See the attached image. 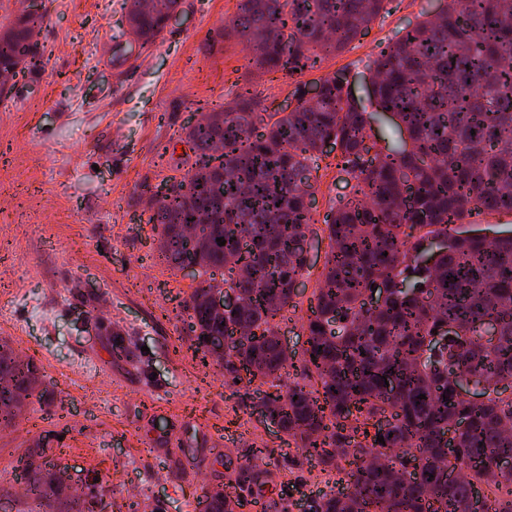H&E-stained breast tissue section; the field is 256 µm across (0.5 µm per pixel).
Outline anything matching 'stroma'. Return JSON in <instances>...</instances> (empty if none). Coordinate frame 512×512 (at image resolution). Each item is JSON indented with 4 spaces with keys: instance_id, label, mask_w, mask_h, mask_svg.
<instances>
[{
    "instance_id": "35a3bbf8",
    "label": "stroma",
    "mask_w": 512,
    "mask_h": 512,
    "mask_svg": "<svg viewBox=\"0 0 512 512\" xmlns=\"http://www.w3.org/2000/svg\"><path fill=\"white\" fill-rule=\"evenodd\" d=\"M43 4L42 64L0 99V340L42 379L16 427L0 428V512H42L19 476L38 442L45 462L65 467L72 493L101 499L107 512H196L231 474L242 512L257 500L265 512H298L339 490V470L305 459L261 416L258 384L200 362L186 307L197 282L160 260L150 191L187 172L183 127L241 87L268 111H288L297 84L341 73L358 105L375 111L369 64L380 44L440 0H388L365 35L295 79L258 71L226 35L239 0H181L143 48L119 25L123 0ZM318 164L311 262L279 319L296 354L331 249L324 216L354 193L335 153ZM33 300L47 318L31 315ZM188 408L200 426L180 425ZM201 459L184 480L183 466Z\"/></svg>"
}]
</instances>
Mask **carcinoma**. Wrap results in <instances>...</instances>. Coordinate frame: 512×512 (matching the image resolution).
I'll use <instances>...</instances> for the list:
<instances>
[{
  "label": "carcinoma",
  "instance_id": "carcinoma-1",
  "mask_svg": "<svg viewBox=\"0 0 512 512\" xmlns=\"http://www.w3.org/2000/svg\"><path fill=\"white\" fill-rule=\"evenodd\" d=\"M388 0H239L229 23L266 72L313 70L323 55L363 35ZM180 0H124V21L144 47L163 30V10ZM37 12L0 25V86L9 93L17 65L34 71ZM372 96L402 133L398 148L369 146L372 115L351 97L347 77L318 83L319 101L268 112L245 89L218 110L183 128L194 160L186 189L161 199L149 222L160 227L168 266L195 264L236 276L204 279L189 308L196 349L234 328L220 360L248 382L275 386L289 357L276 335L278 314L293 305L288 281L305 267L313 216L312 172L324 143L338 147L336 166L356 180L352 198L324 220L331 251L306 324L303 373L260 406L303 453L352 469L341 490L326 493L313 512H474V498L494 512H512V233L491 241L466 229L474 212L512 213V0H444L434 20L407 25L372 61ZM226 240L221 246L216 239ZM443 241L433 266L419 255ZM227 287L239 306L218 312L205 296ZM385 289L368 307L366 293ZM486 319L498 325L494 344L480 342ZM336 329H331V325ZM459 332L438 348L440 329ZM34 366L0 344V427L15 423L33 391ZM466 375L485 400L470 403L455 384ZM425 398H419V395ZM392 420L384 442L371 420ZM466 466L454 482L442 466L448 451ZM419 455L420 468L392 480ZM30 491L46 505L60 499L57 470H27Z\"/></svg>",
  "mask_w": 512,
  "mask_h": 512
}]
</instances>
